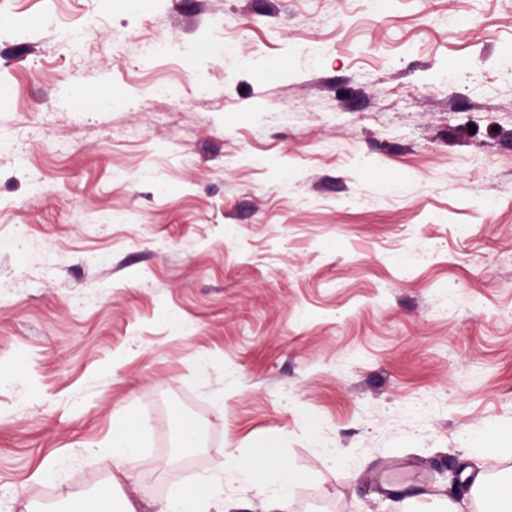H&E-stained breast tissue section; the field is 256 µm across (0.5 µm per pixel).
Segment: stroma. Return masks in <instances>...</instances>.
Wrapping results in <instances>:
<instances>
[{"instance_id":"1","label":"stroma","mask_w":512,"mask_h":512,"mask_svg":"<svg viewBox=\"0 0 512 512\" xmlns=\"http://www.w3.org/2000/svg\"><path fill=\"white\" fill-rule=\"evenodd\" d=\"M1 280L0 512L93 507L124 412L116 512L267 449L283 500L231 512H486L460 473L512 476L472 445L512 434V0H0ZM142 447L141 431L134 416L123 415L115 418L107 456L113 470L126 479H131V470ZM172 420L176 432L181 437L180 447L187 452L197 448L198 442L194 424L180 414H174Z\"/></svg>"}]
</instances>
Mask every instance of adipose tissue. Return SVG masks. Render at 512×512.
<instances>
[{
    "label": "adipose tissue",
    "instance_id": "ef3b65f1",
    "mask_svg": "<svg viewBox=\"0 0 512 512\" xmlns=\"http://www.w3.org/2000/svg\"><path fill=\"white\" fill-rule=\"evenodd\" d=\"M142 446L141 431L134 416L115 418L107 456L113 470L130 476ZM291 479L292 472L284 458L269 453L249 458L234 456L228 460L223 477L202 480V494L192 499L177 494L162 502L158 512H225L227 487L260 488L276 495L283 492Z\"/></svg>",
    "mask_w": 512,
    "mask_h": 512
}]
</instances>
